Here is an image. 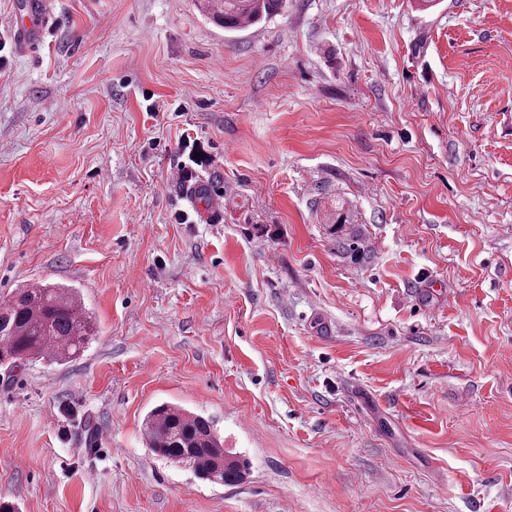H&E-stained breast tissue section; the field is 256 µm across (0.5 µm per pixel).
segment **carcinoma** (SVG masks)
I'll list each match as a JSON object with an SVG mask.
<instances>
[{"label":"carcinoma","instance_id":"1","mask_svg":"<svg viewBox=\"0 0 512 512\" xmlns=\"http://www.w3.org/2000/svg\"><path fill=\"white\" fill-rule=\"evenodd\" d=\"M283 0H203L202 8L229 31L241 30L279 12ZM94 322L73 288L40 282L17 289L0 302V362L41 357L63 362L76 357ZM148 447L175 462L189 463L210 482H240L246 463L224 453L213 422L172 405L153 409L145 419Z\"/></svg>","mask_w":512,"mask_h":512}]
</instances>
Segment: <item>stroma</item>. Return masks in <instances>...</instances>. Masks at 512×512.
I'll return each instance as SVG.
<instances>
[{
    "instance_id": "35a3bbf8",
    "label": "stroma",
    "mask_w": 512,
    "mask_h": 512,
    "mask_svg": "<svg viewBox=\"0 0 512 512\" xmlns=\"http://www.w3.org/2000/svg\"><path fill=\"white\" fill-rule=\"evenodd\" d=\"M20 2L0 300L72 286L98 334L0 365V502L512 512V0H284L240 31L199 0H51L31 53ZM188 185L223 187L216 221ZM162 404L246 480L148 448Z\"/></svg>"
}]
</instances>
